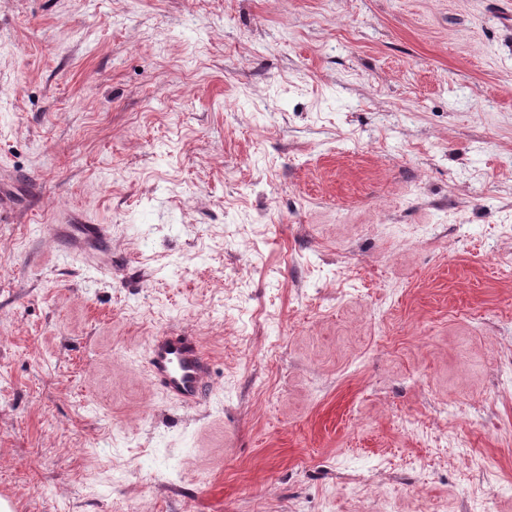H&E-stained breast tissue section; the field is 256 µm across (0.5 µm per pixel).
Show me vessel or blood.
<instances>
[{"mask_svg": "<svg viewBox=\"0 0 512 512\" xmlns=\"http://www.w3.org/2000/svg\"><path fill=\"white\" fill-rule=\"evenodd\" d=\"M146 367L149 380L182 405L196 406L209 392L210 358L193 337L176 331L149 337Z\"/></svg>", "mask_w": 512, "mask_h": 512, "instance_id": "1", "label": "vessel or blood"}]
</instances>
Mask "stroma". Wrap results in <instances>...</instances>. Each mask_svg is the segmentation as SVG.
<instances>
[{"label":"stroma","instance_id":"35a3bbf8","mask_svg":"<svg viewBox=\"0 0 512 512\" xmlns=\"http://www.w3.org/2000/svg\"><path fill=\"white\" fill-rule=\"evenodd\" d=\"M0 199L14 512H512V0H0ZM149 380L182 405L194 407L210 389V357L196 339L171 331L150 336L146 344Z\"/></svg>","mask_w":512,"mask_h":512}]
</instances>
